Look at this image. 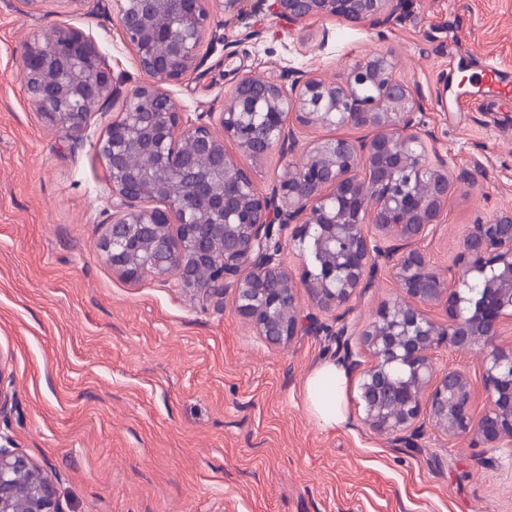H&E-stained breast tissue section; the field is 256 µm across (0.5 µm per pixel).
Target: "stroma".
Wrapping results in <instances>:
<instances>
[{"mask_svg": "<svg viewBox=\"0 0 512 512\" xmlns=\"http://www.w3.org/2000/svg\"><path fill=\"white\" fill-rule=\"evenodd\" d=\"M246 40L210 21L223 45L170 90L189 119L220 112L243 74L279 79L284 67L335 82L374 54L424 99L420 117L450 166L481 169L448 195L447 216L423 242L447 270L469 224L512 208V95L461 109L476 83L448 73L492 63L512 76V0H407L385 24L335 18L288 23L253 11ZM62 25L92 34L119 93L143 81L122 41L113 0L70 11L61 0H0V357L11 400L0 434L51 474L63 512H512V453L425 426L411 446L363 422L351 374L348 420L326 429L307 410L304 381L331 361L325 337L266 343L235 313L233 293L205 299L176 277L131 281L97 244L110 222L108 174L96 142L122 108L96 115L81 143L50 129L27 101L22 53ZM353 126L298 129L292 149L235 151L266 193L300 165L310 143L360 138ZM400 296L389 272L349 305L367 325ZM438 369L476 382L478 352L436 350Z\"/></svg>", "mask_w": 512, "mask_h": 512, "instance_id": "stroma-1", "label": "stroma"}]
</instances>
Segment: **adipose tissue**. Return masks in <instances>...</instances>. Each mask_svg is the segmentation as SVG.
<instances>
[{
	"mask_svg": "<svg viewBox=\"0 0 512 512\" xmlns=\"http://www.w3.org/2000/svg\"><path fill=\"white\" fill-rule=\"evenodd\" d=\"M348 385L347 370L333 363L321 364L309 374L304 384L305 400L320 426L333 428L346 422Z\"/></svg>",
	"mask_w": 512,
	"mask_h": 512,
	"instance_id": "obj_1",
	"label": "adipose tissue"
}]
</instances>
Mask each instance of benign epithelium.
Segmentation results:
<instances>
[{"instance_id":"1","label":"benign epithelium","mask_w":512,"mask_h":512,"mask_svg":"<svg viewBox=\"0 0 512 512\" xmlns=\"http://www.w3.org/2000/svg\"><path fill=\"white\" fill-rule=\"evenodd\" d=\"M240 0H115L122 39L146 81L126 94L122 111L97 141L109 176L112 219L100 250L129 280L166 279L206 297L231 290L235 312L272 345L301 332L327 336L335 355L359 373L364 422L398 444L410 445L422 426L449 438L473 437L488 448L512 447V344L497 343L512 320V210L468 225L448 274L431 264L418 243L445 221L448 192L469 171H457L438 151L426 162L431 133L421 132L423 100L395 74L389 54L356 62L339 82L310 70H290L287 82L240 76L224 111L191 121L167 86L197 69L202 48L221 42L211 16L224 26L243 23ZM279 20L338 17L381 24L405 0H256ZM27 99L54 130L80 141L95 113L118 94L96 39L74 27L23 52ZM378 96L364 101L367 83ZM352 125L370 130L307 148L303 168L288 172L269 193L256 190L227 143L256 156L293 147L295 129ZM413 169L426 177L418 190L391 191ZM298 246L299 276L284 264L283 242ZM385 268L404 301L386 302L362 330L345 307ZM475 273L477 298L451 283L455 269ZM305 289L324 322L298 305ZM443 309L440 321L425 308ZM479 351L482 384L491 405L473 414L470 376L439 371L442 347ZM365 353L368 360L358 359ZM0 435V512H61L55 481Z\"/></svg>"}]
</instances>
